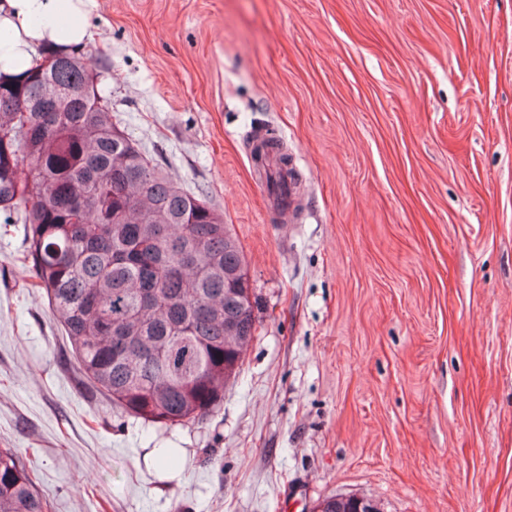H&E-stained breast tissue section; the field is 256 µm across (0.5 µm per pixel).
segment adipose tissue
Here are the masks:
<instances>
[{
	"label": "adipose tissue",
	"mask_w": 512,
	"mask_h": 512,
	"mask_svg": "<svg viewBox=\"0 0 512 512\" xmlns=\"http://www.w3.org/2000/svg\"><path fill=\"white\" fill-rule=\"evenodd\" d=\"M91 0H0V77L35 66L40 52H70L90 34L80 24Z\"/></svg>",
	"instance_id": "adipose-tissue-1"
}]
</instances>
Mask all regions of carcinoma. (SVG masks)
<instances>
[{"label": "carcinoma", "instance_id": "1", "mask_svg": "<svg viewBox=\"0 0 512 512\" xmlns=\"http://www.w3.org/2000/svg\"><path fill=\"white\" fill-rule=\"evenodd\" d=\"M47 57L52 67L0 81V211L24 224L33 287L87 384L148 423L200 421L257 329L243 251L223 214L112 123L91 60ZM49 95L62 111H35ZM314 510L366 512L342 496ZM0 512H51L10 448Z\"/></svg>", "mask_w": 512, "mask_h": 512}]
</instances>
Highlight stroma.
Returning a JSON list of instances; mask_svg holds the SVG:
<instances>
[{
    "label": "stroma",
    "instance_id": "obj_1",
    "mask_svg": "<svg viewBox=\"0 0 512 512\" xmlns=\"http://www.w3.org/2000/svg\"><path fill=\"white\" fill-rule=\"evenodd\" d=\"M88 24L113 123L237 237L257 330L215 413L130 417L0 213V448L52 512H512V0H93ZM350 498V499H348ZM347 499V500H345ZM361 505L366 507L367 511H371L372 507L367 503V501L359 499ZM364 508L359 510L358 502L352 499V497H329L321 502H319L313 509V511L317 512H366Z\"/></svg>",
    "mask_w": 512,
    "mask_h": 512
}]
</instances>
